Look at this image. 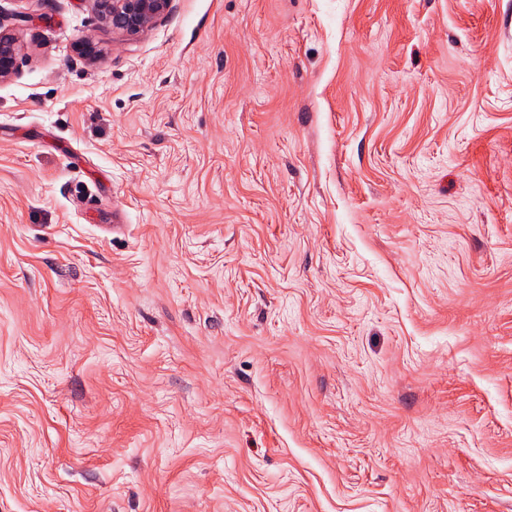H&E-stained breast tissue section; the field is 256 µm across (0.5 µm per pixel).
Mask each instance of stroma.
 Segmentation results:
<instances>
[{
	"mask_svg": "<svg viewBox=\"0 0 512 512\" xmlns=\"http://www.w3.org/2000/svg\"><path fill=\"white\" fill-rule=\"evenodd\" d=\"M0 29V512H512V0ZM19 47L13 36L0 31V81L8 80L16 71Z\"/></svg>",
	"mask_w": 512,
	"mask_h": 512,
	"instance_id": "stroma-1",
	"label": "stroma"
}]
</instances>
